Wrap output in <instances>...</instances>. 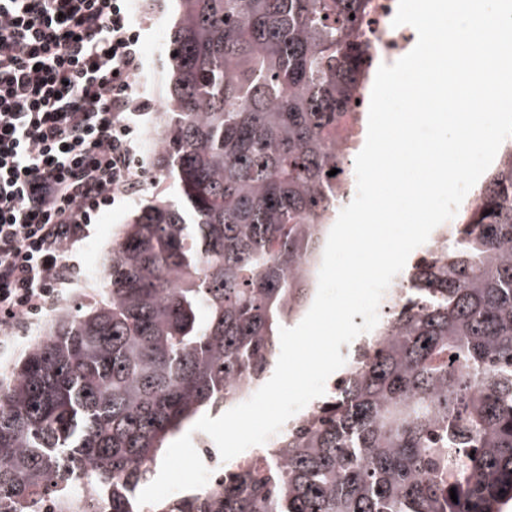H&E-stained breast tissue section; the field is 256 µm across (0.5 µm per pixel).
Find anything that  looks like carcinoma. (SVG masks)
Segmentation results:
<instances>
[{
	"mask_svg": "<svg viewBox=\"0 0 512 512\" xmlns=\"http://www.w3.org/2000/svg\"><path fill=\"white\" fill-rule=\"evenodd\" d=\"M372 0H177L153 170L105 262L0 386V512H89L85 479L135 512L170 438L269 371L307 303L336 191V129L373 65ZM416 265L429 304L370 337L283 460L152 512H503L512 501V152ZM456 490L457 501L450 498Z\"/></svg>",
	"mask_w": 512,
	"mask_h": 512,
	"instance_id": "carcinoma-1",
	"label": "carcinoma"
}]
</instances>
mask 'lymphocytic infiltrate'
Masks as SVG:
<instances>
[{
    "instance_id": "lymphocytic-infiltrate-1",
    "label": "lymphocytic infiltrate",
    "mask_w": 512,
    "mask_h": 512,
    "mask_svg": "<svg viewBox=\"0 0 512 512\" xmlns=\"http://www.w3.org/2000/svg\"><path fill=\"white\" fill-rule=\"evenodd\" d=\"M131 0H0V327L27 329L81 266L98 213L138 180L146 112Z\"/></svg>"
}]
</instances>
